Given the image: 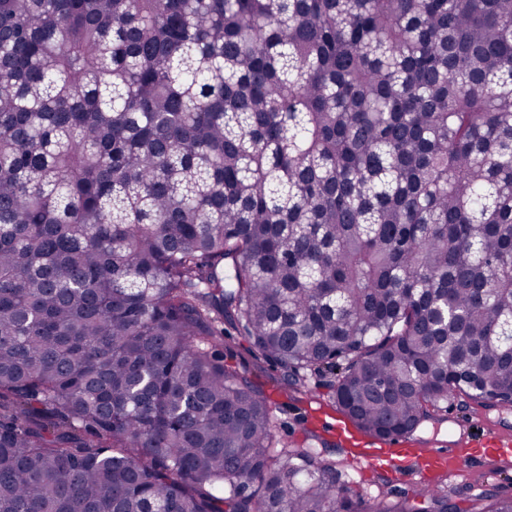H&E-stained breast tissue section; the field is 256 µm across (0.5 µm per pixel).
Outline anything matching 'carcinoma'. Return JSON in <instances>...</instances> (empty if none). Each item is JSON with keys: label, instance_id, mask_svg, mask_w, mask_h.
Listing matches in <instances>:
<instances>
[{"label": "carcinoma", "instance_id": "1", "mask_svg": "<svg viewBox=\"0 0 512 512\" xmlns=\"http://www.w3.org/2000/svg\"><path fill=\"white\" fill-rule=\"evenodd\" d=\"M226 323L373 438L512 404V0H0V512H365ZM224 330L229 335L224 336L226 348L229 346L234 353L232 362L237 364L240 369L252 367L253 354L248 340L239 331L230 328L227 324H224Z\"/></svg>", "mask_w": 512, "mask_h": 512}]
</instances>
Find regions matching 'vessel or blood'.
I'll return each mask as SVG.
<instances>
[{"mask_svg":"<svg viewBox=\"0 0 512 512\" xmlns=\"http://www.w3.org/2000/svg\"><path fill=\"white\" fill-rule=\"evenodd\" d=\"M350 456L366 462L369 468L382 469L391 481L413 477L419 486L435 487L473 466L512 459V434L488 425L477 432H465L462 439L450 441L444 448H423L416 441L403 438L372 455L362 448L351 449Z\"/></svg>","mask_w":512,"mask_h":512,"instance_id":"b4317fda","label":"vessel or blood"}]
</instances>
